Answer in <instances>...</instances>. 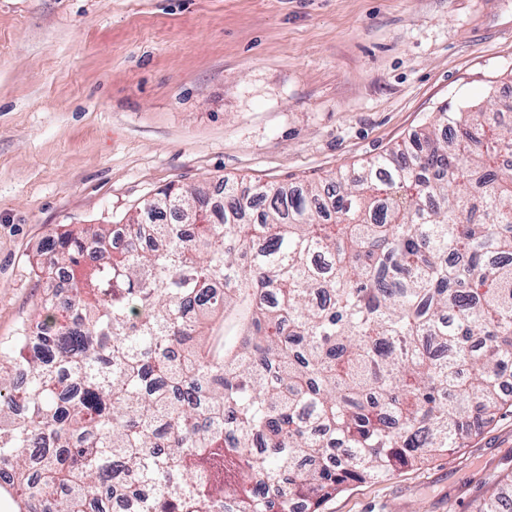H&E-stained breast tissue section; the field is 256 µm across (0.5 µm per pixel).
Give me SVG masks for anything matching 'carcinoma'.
<instances>
[{"mask_svg": "<svg viewBox=\"0 0 512 512\" xmlns=\"http://www.w3.org/2000/svg\"><path fill=\"white\" fill-rule=\"evenodd\" d=\"M512 99L290 188L170 186L47 237L72 310L0 342V479L86 512H294L464 447L512 377ZM23 405L25 412L16 414ZM501 494L478 512H509Z\"/></svg>", "mask_w": 512, "mask_h": 512, "instance_id": "cac0c4a2", "label": "carcinoma"}]
</instances>
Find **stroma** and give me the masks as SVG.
Here are the masks:
<instances>
[{
    "label": "stroma",
    "mask_w": 512,
    "mask_h": 512,
    "mask_svg": "<svg viewBox=\"0 0 512 512\" xmlns=\"http://www.w3.org/2000/svg\"><path fill=\"white\" fill-rule=\"evenodd\" d=\"M491 92L512 98V0H0V341L42 314L58 225L169 184L325 178ZM510 488L512 408L317 510L477 512Z\"/></svg>",
    "instance_id": "obj_1"
}]
</instances>
